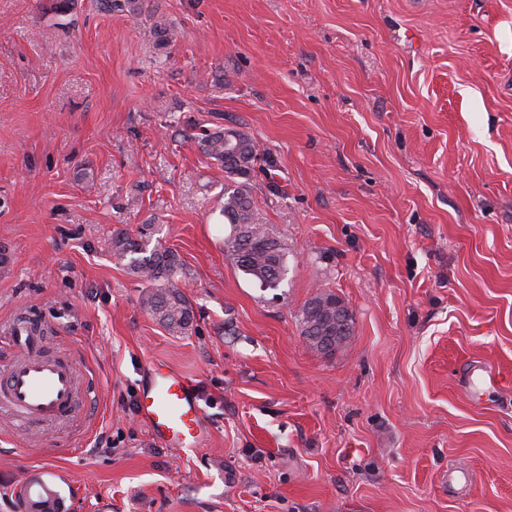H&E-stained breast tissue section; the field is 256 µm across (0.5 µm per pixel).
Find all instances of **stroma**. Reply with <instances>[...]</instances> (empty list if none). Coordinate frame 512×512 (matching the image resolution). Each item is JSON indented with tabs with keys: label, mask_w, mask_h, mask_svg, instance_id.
I'll use <instances>...</instances> for the list:
<instances>
[{
	"label": "stroma",
	"mask_w": 512,
	"mask_h": 512,
	"mask_svg": "<svg viewBox=\"0 0 512 512\" xmlns=\"http://www.w3.org/2000/svg\"><path fill=\"white\" fill-rule=\"evenodd\" d=\"M56 2L0 0V366L30 313L95 395L26 432L0 407V512L32 466L70 512H512V0ZM219 126L261 147L277 289L224 246L189 139ZM118 229L179 256L188 334L141 309ZM320 290L354 321L329 358L298 321ZM475 360L503 375L477 400ZM151 361L198 381L204 447L138 420Z\"/></svg>",
	"instance_id": "1"
}]
</instances>
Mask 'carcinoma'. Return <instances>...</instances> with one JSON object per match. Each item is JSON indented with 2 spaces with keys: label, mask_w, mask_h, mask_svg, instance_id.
<instances>
[{
  "label": "carcinoma",
  "mask_w": 512,
  "mask_h": 512,
  "mask_svg": "<svg viewBox=\"0 0 512 512\" xmlns=\"http://www.w3.org/2000/svg\"><path fill=\"white\" fill-rule=\"evenodd\" d=\"M225 128L204 130L195 136L203 154L224 166L229 183L224 185V220L231 226L224 244L235 265L259 287L275 289L287 271L282 242L259 222L247 180L259 159L258 143L250 135L233 130L231 145L224 142ZM112 253L129 271L144 282L140 306L173 336L192 329L195 312L184 293L174 285L182 273L178 256L161 243L149 245L122 230L112 235ZM306 345L326 354L324 337L345 327L334 349L343 347L353 333V315L343 300L331 291H320L303 306L299 315Z\"/></svg>",
  "instance_id": "obj_1"
}]
</instances>
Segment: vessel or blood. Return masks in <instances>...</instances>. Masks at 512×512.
Instances as JSON below:
<instances>
[{
  "instance_id": "obj_1",
  "label": "vessel or blood",
  "mask_w": 512,
  "mask_h": 512,
  "mask_svg": "<svg viewBox=\"0 0 512 512\" xmlns=\"http://www.w3.org/2000/svg\"><path fill=\"white\" fill-rule=\"evenodd\" d=\"M7 331L17 355L0 368V406L28 427L70 417L82 401L78 375L64 358L44 354L43 322L20 316ZM137 415L153 440L173 450L203 445L205 408L196 381L181 371L147 364L137 395ZM20 494L24 512H66L58 481L42 468L27 470Z\"/></svg>"
}]
</instances>
